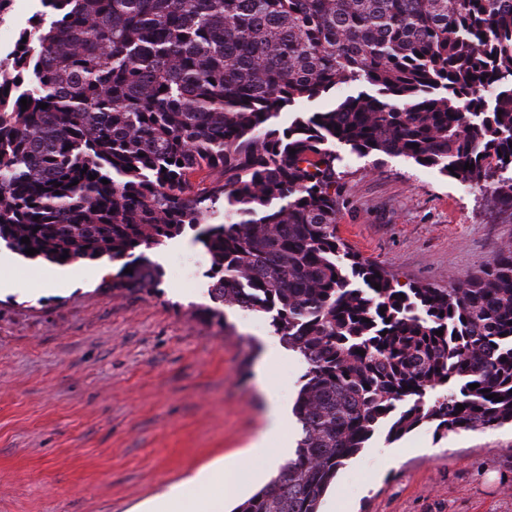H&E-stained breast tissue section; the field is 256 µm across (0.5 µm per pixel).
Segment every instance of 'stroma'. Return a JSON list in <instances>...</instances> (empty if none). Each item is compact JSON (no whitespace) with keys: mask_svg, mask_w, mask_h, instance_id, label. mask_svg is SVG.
Wrapping results in <instances>:
<instances>
[{"mask_svg":"<svg viewBox=\"0 0 512 512\" xmlns=\"http://www.w3.org/2000/svg\"><path fill=\"white\" fill-rule=\"evenodd\" d=\"M41 5L11 0L0 55ZM336 230L400 282L447 286L512 243V217L486 193L401 156H345ZM195 287L163 276L153 291L112 288L87 262L30 260L0 246V512H141L181 486L186 503L216 488L190 479L240 459L226 512L274 477L284 445L270 403L292 405L305 368L267 317L213 314L210 259ZM320 512H512V427L448 436L423 426L377 431L338 472Z\"/></svg>","mask_w":512,"mask_h":512,"instance_id":"obj_1","label":"stroma"}]
</instances>
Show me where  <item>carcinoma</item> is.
I'll list each match as a JSON object with an SVG mask.
<instances>
[{
  "mask_svg": "<svg viewBox=\"0 0 512 512\" xmlns=\"http://www.w3.org/2000/svg\"><path fill=\"white\" fill-rule=\"evenodd\" d=\"M40 3L0 58V243L58 265L134 255L112 289L151 291L162 270L135 251L194 232L210 297L266 315L305 365L295 457L235 512H319L382 426L512 425V245L446 288L402 285L336 233L335 150L512 211V0Z\"/></svg>",
  "mask_w": 512,
  "mask_h": 512,
  "instance_id": "carcinoma-1",
  "label": "carcinoma"
}]
</instances>
